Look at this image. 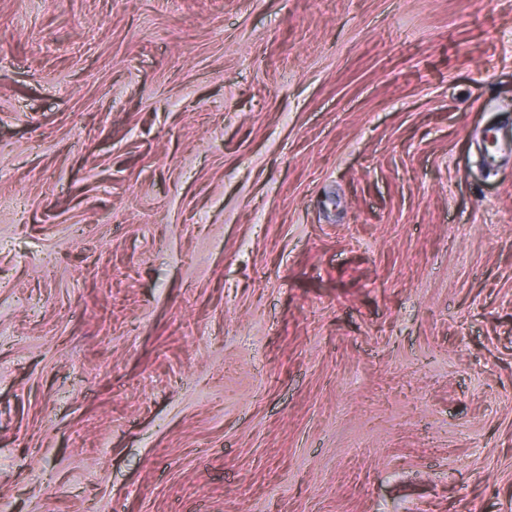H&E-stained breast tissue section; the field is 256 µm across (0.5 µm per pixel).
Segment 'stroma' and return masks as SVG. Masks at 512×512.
I'll list each match as a JSON object with an SVG mask.
<instances>
[{"instance_id": "35a3bbf8", "label": "stroma", "mask_w": 512, "mask_h": 512, "mask_svg": "<svg viewBox=\"0 0 512 512\" xmlns=\"http://www.w3.org/2000/svg\"><path fill=\"white\" fill-rule=\"evenodd\" d=\"M512 0H0V512H512Z\"/></svg>"}]
</instances>
